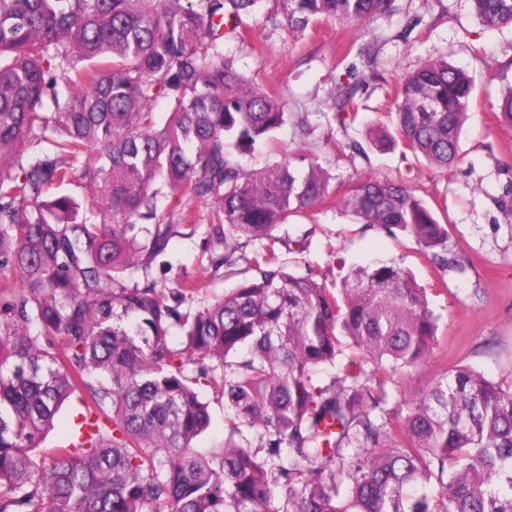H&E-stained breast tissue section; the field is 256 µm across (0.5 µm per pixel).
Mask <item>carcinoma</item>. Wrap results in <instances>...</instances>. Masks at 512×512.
<instances>
[{"label":"carcinoma","instance_id":"obj_1","mask_svg":"<svg viewBox=\"0 0 512 512\" xmlns=\"http://www.w3.org/2000/svg\"><path fill=\"white\" fill-rule=\"evenodd\" d=\"M257 2L0 0V512H512V381L434 360L406 389L438 330L411 273L357 265L333 292L281 261L275 230L330 204L461 268L404 184L338 191L308 151L260 169L233 154L287 116L224 56V20ZM283 2L306 29L393 0ZM471 2L484 26L512 25V0ZM476 93L468 72L422 63L396 88L397 137L374 145L458 163ZM353 96L338 87L343 124ZM490 111L512 125V86ZM194 199L243 275L200 306L206 281L151 278L172 235L196 232ZM202 386L224 402L222 448L194 446L212 420ZM73 396L74 437L41 447Z\"/></svg>","mask_w":512,"mask_h":512}]
</instances>
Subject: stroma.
<instances>
[{"instance_id": "stroma-1", "label": "stroma", "mask_w": 512, "mask_h": 512, "mask_svg": "<svg viewBox=\"0 0 512 512\" xmlns=\"http://www.w3.org/2000/svg\"><path fill=\"white\" fill-rule=\"evenodd\" d=\"M392 14L367 23H322L316 30L289 27L282 0H259L240 32L225 31L224 53L257 87L283 93L288 112L263 151L245 155L249 167L283 160L301 145L315 147L320 163L348 181L376 177L404 183L448 220V245L467 263L463 274L442 269L421 255L417 243L355 220L339 208L321 207L285 224L277 233L287 248L282 259L297 271L312 269L335 287L349 267L382 258L410 268L429 288L439 318L432 356L449 365H469L495 380L512 379V127L496 123L476 106L463 125V159L450 168L431 166L401 149L368 145L375 120L394 121V88L427 60H448L476 77L479 98L498 96L504 80L492 65L512 58V27L490 29L470 0H396ZM355 92L357 118L341 126L334 115L338 87ZM309 136H302L301 126ZM364 144V153L350 142ZM208 224L194 236L174 235L153 276L169 288L189 276L210 283L202 301L236 287L211 267Z\"/></svg>"}]
</instances>
